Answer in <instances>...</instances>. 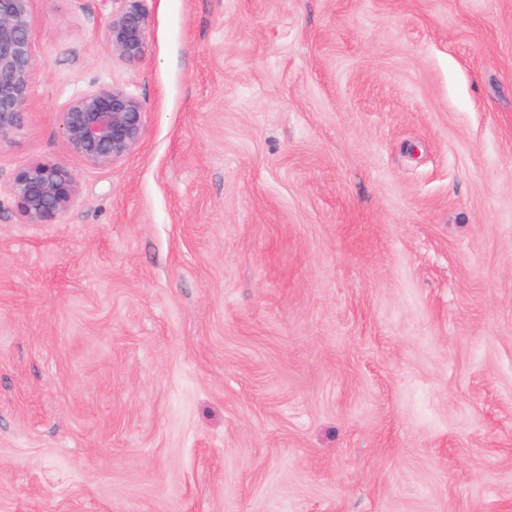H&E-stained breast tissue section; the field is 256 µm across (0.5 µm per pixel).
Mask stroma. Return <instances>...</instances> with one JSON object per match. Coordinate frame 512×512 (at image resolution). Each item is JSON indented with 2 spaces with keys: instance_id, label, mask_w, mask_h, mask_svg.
Here are the masks:
<instances>
[{
  "instance_id": "obj_1",
  "label": "stroma",
  "mask_w": 512,
  "mask_h": 512,
  "mask_svg": "<svg viewBox=\"0 0 512 512\" xmlns=\"http://www.w3.org/2000/svg\"><path fill=\"white\" fill-rule=\"evenodd\" d=\"M123 6L33 3L0 512H512V0H143L137 62ZM98 84L146 110L109 167L62 134ZM124 1L125 8L107 21L108 42L114 54L127 61H138L146 51L151 17L142 6L143 0ZM11 192L27 224H55L73 206L78 184L64 166L35 162L16 173Z\"/></svg>"
}]
</instances>
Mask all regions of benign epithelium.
<instances>
[{
    "label": "benign epithelium",
    "instance_id": "7a95c632",
    "mask_svg": "<svg viewBox=\"0 0 512 512\" xmlns=\"http://www.w3.org/2000/svg\"><path fill=\"white\" fill-rule=\"evenodd\" d=\"M107 21L112 53L127 61L146 51L151 17L142 0ZM33 0H0V143L19 131L25 120L34 69ZM145 112L134 95L103 84L73 98L62 112V133L70 151L88 164L108 167L131 153L142 140ZM11 192L28 224H55L73 206L78 184L56 163L35 162L19 170Z\"/></svg>",
    "mask_w": 512,
    "mask_h": 512
}]
</instances>
